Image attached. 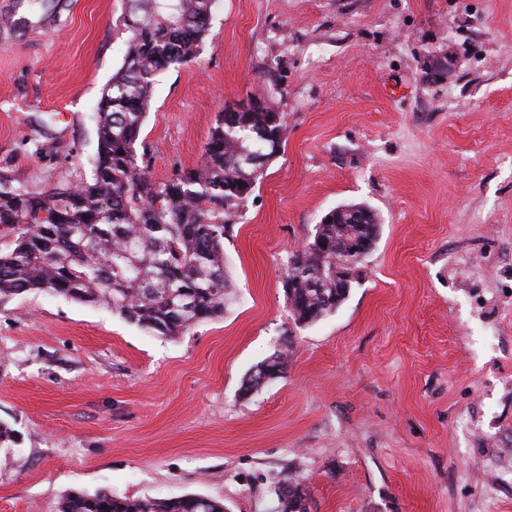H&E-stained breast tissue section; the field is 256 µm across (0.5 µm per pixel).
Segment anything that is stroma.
<instances>
[{"label":"stroma","instance_id":"stroma-1","mask_svg":"<svg viewBox=\"0 0 512 512\" xmlns=\"http://www.w3.org/2000/svg\"><path fill=\"white\" fill-rule=\"evenodd\" d=\"M73 2L0 42V172L37 191L89 177L127 49L125 0ZM258 98L284 149L229 222L223 316L171 339L42 292L0 304V512L99 490L263 512L287 475L309 512H512V0H217L199 56L156 80L152 176ZM343 205L378 236L346 300L295 325L289 261ZM285 351L275 352L273 355L257 364L244 382V390L249 392L261 385L282 377L287 365Z\"/></svg>","mask_w":512,"mask_h":512}]
</instances>
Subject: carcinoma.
I'll return each instance as SVG.
<instances>
[{"label": "carcinoma", "instance_id": "obj_1", "mask_svg": "<svg viewBox=\"0 0 512 512\" xmlns=\"http://www.w3.org/2000/svg\"><path fill=\"white\" fill-rule=\"evenodd\" d=\"M216 0H127L129 40L121 68L95 107L98 145L89 178L31 191L0 174V303L29 291L112 308L158 336H181L224 315V235L284 144V117L265 99L218 114L203 161L163 180L138 151L155 77L200 53ZM330 210L293 255L285 289L296 325L336 310L349 289L340 271L378 236L376 217L354 224ZM283 351L257 364L249 392L282 377ZM274 512H306L305 486L284 478ZM59 512H226L199 494L129 498L74 492Z\"/></svg>", "mask_w": 512, "mask_h": 512}]
</instances>
